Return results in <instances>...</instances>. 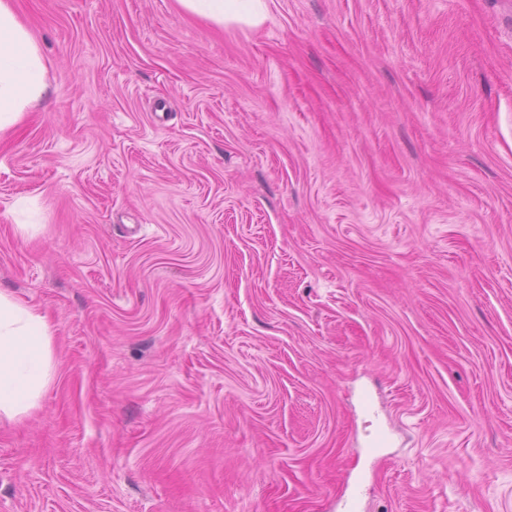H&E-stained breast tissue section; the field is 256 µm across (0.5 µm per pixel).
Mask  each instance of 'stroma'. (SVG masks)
I'll use <instances>...</instances> for the list:
<instances>
[{"mask_svg":"<svg viewBox=\"0 0 512 512\" xmlns=\"http://www.w3.org/2000/svg\"><path fill=\"white\" fill-rule=\"evenodd\" d=\"M15 5L0 512H512V0ZM40 46L13 0H0V135L13 130L47 94ZM191 17L224 28L231 25L257 27L268 15V0H176ZM51 335L45 315L0 290V412L37 406L52 377Z\"/></svg>","mask_w":512,"mask_h":512,"instance_id":"1","label":"stroma"}]
</instances>
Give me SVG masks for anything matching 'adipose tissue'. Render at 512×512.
<instances>
[{
  "label": "adipose tissue",
  "mask_w": 512,
  "mask_h": 512,
  "mask_svg": "<svg viewBox=\"0 0 512 512\" xmlns=\"http://www.w3.org/2000/svg\"><path fill=\"white\" fill-rule=\"evenodd\" d=\"M191 17L224 28L256 27L268 0H177ZM47 66L13 0H0V135L13 130L46 95ZM53 371L45 315L0 290V412L24 415L36 407Z\"/></svg>",
  "instance_id": "1"
}]
</instances>
